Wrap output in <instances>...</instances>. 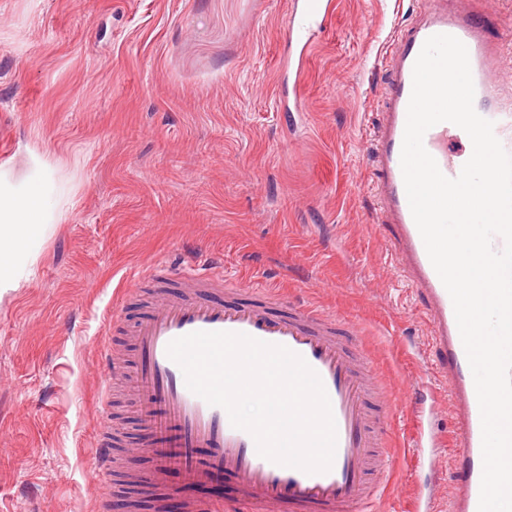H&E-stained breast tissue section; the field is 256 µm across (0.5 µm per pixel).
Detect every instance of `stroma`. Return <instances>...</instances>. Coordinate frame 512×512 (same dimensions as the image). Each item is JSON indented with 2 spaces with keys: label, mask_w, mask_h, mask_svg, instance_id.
Listing matches in <instances>:
<instances>
[{
  "label": "stroma",
  "mask_w": 512,
  "mask_h": 512,
  "mask_svg": "<svg viewBox=\"0 0 512 512\" xmlns=\"http://www.w3.org/2000/svg\"><path fill=\"white\" fill-rule=\"evenodd\" d=\"M414 0H334L302 74L304 109L279 104L289 0H0V193L42 186L48 236L0 289V512H95L86 486L101 422L98 345L144 306L126 275L208 252L244 284L311 300L353 329L389 389V469L375 512H411L435 487L448 512L449 453L420 466L411 422L433 381L419 297L374 231L367 142L383 56ZM137 398L112 413L144 444ZM178 472L137 493L138 512L222 500Z\"/></svg>",
  "instance_id": "stroma-1"
}]
</instances>
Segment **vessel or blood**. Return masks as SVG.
<instances>
[{
	"mask_svg": "<svg viewBox=\"0 0 512 512\" xmlns=\"http://www.w3.org/2000/svg\"><path fill=\"white\" fill-rule=\"evenodd\" d=\"M462 0H418L408 23L388 45L381 66L386 75L369 145L372 189L378 202L377 229L390 230L397 271L423 301L436 373L448 384L453 420L450 466L460 477L448 495V512H478L482 476L481 413L474 377L457 325L452 299L435 271L409 206L401 168L413 68L425 41L436 34L458 38L467 48L477 113L512 154V104L499 96L494 79L503 57L488 36V20L462 8ZM333 0H292L297 24L289 50L304 59ZM470 138L442 122L424 135L426 150L441 172L457 177L471 157ZM153 282L155 297L133 325L134 367L130 381L140 397L137 416L154 443L148 454V483H163L178 470L187 485L230 477L246 512H366L377 498L388 457L380 448L379 426L386 400L382 383L356 346L353 330L309 304L286 300L266 288V301L244 300L245 285L225 277L215 258L202 256L179 271L163 263L136 272L132 286ZM242 333L287 347L317 372L336 424L330 471L308 474L261 457L252 436L234 428L227 412L191 392L181 368L167 355L169 343L194 332ZM100 384L112 390L116 362L110 341L99 344ZM121 436L112 428V405L103 403L90 496L109 504L115 448Z\"/></svg>",
	"mask_w": 512,
	"mask_h": 512,
	"instance_id": "b4317fda",
	"label": "vessel or blood"
}]
</instances>
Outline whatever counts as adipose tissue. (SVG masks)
Returning a JSON list of instances; mask_svg holds the SVG:
<instances>
[{
  "instance_id": "obj_1",
  "label": "adipose tissue",
  "mask_w": 512,
  "mask_h": 512,
  "mask_svg": "<svg viewBox=\"0 0 512 512\" xmlns=\"http://www.w3.org/2000/svg\"><path fill=\"white\" fill-rule=\"evenodd\" d=\"M45 210L40 190L19 199L0 201V288L14 285L27 262L33 261L35 246L51 231L50 225L30 223L29 217Z\"/></svg>"
}]
</instances>
